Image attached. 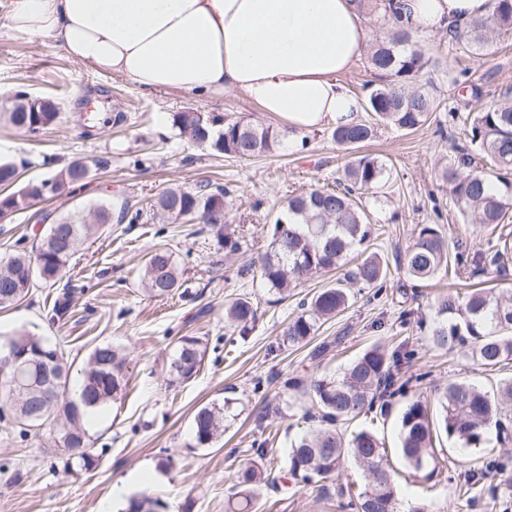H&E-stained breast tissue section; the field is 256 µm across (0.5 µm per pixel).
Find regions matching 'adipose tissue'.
<instances>
[{
    "label": "adipose tissue",
    "mask_w": 512,
    "mask_h": 512,
    "mask_svg": "<svg viewBox=\"0 0 512 512\" xmlns=\"http://www.w3.org/2000/svg\"><path fill=\"white\" fill-rule=\"evenodd\" d=\"M413 32L487 14L489 0H399ZM10 28L143 91H230L289 139L362 110L341 77L369 28L355 0H8Z\"/></svg>",
    "instance_id": "obj_1"
}]
</instances>
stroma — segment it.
I'll list each match as a JSON object with an SVG mask.
<instances>
[{"label":"stroma","mask_w":512,"mask_h":512,"mask_svg":"<svg viewBox=\"0 0 512 512\" xmlns=\"http://www.w3.org/2000/svg\"><path fill=\"white\" fill-rule=\"evenodd\" d=\"M420 43L427 53L448 57L454 72L465 73L480 95L472 97L440 81L442 108L422 128L406 134L386 127L369 145V152L386 162L387 174L376 194L365 195L362 203L379 226L372 242L391 274L380 294L368 288L355 292L350 307L321 327L318 341L331 345L322 361L310 360L305 347H279L278 339L300 300L327 286L334 273L314 276L288 301L275 303L259 279L239 275L250 254L225 259L206 225L165 219L108 225L69 262L61 282L73 291L66 316L51 319L55 294L43 287L0 311V338L28 330L59 344L77 369L95 345L112 343L128 352L123 397L87 426L98 465L90 471L67 469L50 428L24 432L13 421L0 420V512H103L115 485L150 470L159 479L146 490L165 503V512H226L237 474L254 462V446L260 442L269 450L265 463L279 483L257 491L255 512H348L345 491H359L365 483L352 462H345L321 489L294 484L286 472L290 442L306 428L302 409L282 408L266 420L257 418L264 404L280 405L288 379L336 374L372 345L390 349L400 343L416 352L411 371L424 377L410 396L432 405L448 380L492 392L512 377V363L489 370L462 353L431 347L434 307L450 280L442 275L420 287L398 270L421 224L443 225L449 239L469 255L496 249L495 233L464 222L438 170L440 164L455 162L459 148L467 146L463 129L469 111L495 103L512 85V32L492 34L483 46L458 52L449 51L443 32ZM0 89L5 92L0 98V160L16 164L19 184L46 178L75 160L92 163L88 177L62 195L0 218V258L31 249L48 220L77 212L89 223L99 205L125 199L145 212L170 186L192 190L206 182L230 189L229 219L251 243V254L261 253L269 242L265 228L288 195L333 181L344 164L326 128L309 132L307 145L250 160L213 155L179 136L173 113L243 116L278 130L284 124L230 92H142L126 79L68 58L49 39L13 34L1 7ZM21 89L34 98L52 99L56 121L36 133L9 123L6 114ZM90 109L124 112L128 120L90 129L76 120ZM157 244L172 251L183 273L178 294L164 299L149 296L138 279L144 254ZM243 295L258 305V318L245 336L224 327L225 305ZM406 309L412 315L404 322L400 313ZM183 336L201 338L207 355L193 378L172 384L169 357ZM228 397L236 404L223 436L211 447H196L194 412ZM406 399H392L388 417L372 412L346 427L350 433L365 428L376 432L398 471L403 468L398 418ZM164 457L172 460L166 469L158 466ZM438 465L436 478L419 474L398 480L397 498L411 512L425 506L437 512L457 501L456 484L473 468L474 456L448 441L438 452ZM471 495L472 506L462 512H512V461Z\"/></svg>","instance_id":"obj_1"}]
</instances>
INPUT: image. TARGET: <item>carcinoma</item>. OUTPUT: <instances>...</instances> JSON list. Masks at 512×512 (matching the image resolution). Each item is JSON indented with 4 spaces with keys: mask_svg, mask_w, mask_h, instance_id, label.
<instances>
[{
    "mask_svg": "<svg viewBox=\"0 0 512 512\" xmlns=\"http://www.w3.org/2000/svg\"><path fill=\"white\" fill-rule=\"evenodd\" d=\"M377 20L388 30V37L378 43L368 57L369 69L380 84L368 83L362 100L367 117L340 125L330 136L347 161L343 169V188L315 187L289 196L272 224L270 242L258 261L244 267L256 272L276 296L288 299L299 285L322 272L348 263L351 254L359 261L343 277L315 292L301 302V312L293 316L281 333L278 346L302 347L310 344L322 325L349 308L352 286L383 288L389 267L383 256L370 249L373 228L365 209L354 200L358 191L377 189L387 173L386 164L373 153L362 151L377 137L379 129L391 126L412 133L427 123L442 106L437 86L425 73L443 69L441 61L428 56L413 40L395 9L394 0H370ZM512 31V0H493L492 9L483 17L448 31V40L469 46L483 44L489 35ZM58 116L54 101H35L28 93L15 95L9 121L16 127L26 126L37 132L52 124ZM173 126L189 141L207 148L215 155L252 159L279 149L286 134L272 126L251 122L243 117H223L206 112H176ZM466 137L479 151V157L464 154L457 165L440 171V180L448 187L460 214L475 224L500 230L499 244L490 255L465 256L459 246H450L438 224H421L408 246L399 270L415 281H430L444 272L460 282L487 273L488 268H504V259L512 254V234L506 221L512 213V182L496 187L480 163L499 169H512V89L498 103L478 110L466 130ZM469 172L462 173L459 167ZM90 166L74 161L53 177L52 195L63 193L66 186L85 179ZM222 187L203 184L198 190L170 188L154 201L165 209L179 204L177 215L188 216L200 224L216 229L225 255L248 250L245 237L227 224V197ZM39 196L28 187L17 192H0V212L24 209L29 200ZM96 223L86 224L71 214L50 225L41 242L31 248L0 259V309L22 301L38 282L55 285L67 273L71 257L92 234L107 224H133L142 212L130 213L124 203L118 212L108 205L97 207ZM139 277L152 297L163 298L181 287V273L173 252L163 245L154 246L146 255ZM257 307L248 297H239L225 308L228 324L242 335L250 330ZM432 345L450 351L461 350L479 365L493 369L512 362V294L493 289L468 292L450 291L440 297L429 332ZM6 352L24 360L53 362L59 368L53 391L46 397L34 395L25 405L10 407L14 420L24 429L49 425L67 455V465L84 470L95 466L91 441L84 422L91 412H102L120 399L127 385V357L122 347L99 344L90 351L82 371V383L75 393L67 384L69 367L64 352L56 344L26 332L6 339ZM206 346L194 336H183L174 348L168 376L170 383L191 379L205 358ZM414 359V352L400 344L389 350L376 345L357 356L338 375H320L305 383H288L285 405L307 404L306 418L316 422L291 447L288 453L289 474L304 484L322 481L335 474L345 459H351L364 473L366 484L349 507L355 512H397V492L393 475L385 459L383 443L370 430H361L346 439L340 425L380 406L388 413L387 399L407 392L409 381L398 377L402 366ZM438 424L431 421L430 407L419 399L410 401L400 416V452L408 468L426 478L439 476V467H430L435 456L438 432L455 440L460 447L480 453L479 466L464 476L467 487L481 483L507 463L485 453L488 433L495 431L501 445L512 442V378L502 380L490 393L465 381H450L438 394ZM234 399L224 404H207L193 417L195 444L207 447L224 434L226 412ZM258 461L241 470L237 512H249L255 489L271 484L270 473L259 461L268 449L255 448ZM160 500L142 494L129 501L126 512H158Z\"/></svg>",
    "mask_w": 512,
    "mask_h": 512,
    "instance_id": "obj_1",
    "label": "carcinoma"
}]
</instances>
